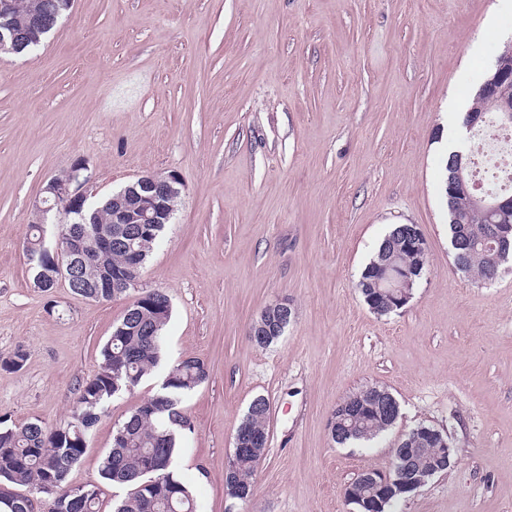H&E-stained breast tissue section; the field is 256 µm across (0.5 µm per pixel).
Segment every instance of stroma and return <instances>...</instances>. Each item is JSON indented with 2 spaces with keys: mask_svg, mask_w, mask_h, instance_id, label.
Wrapping results in <instances>:
<instances>
[{
  "mask_svg": "<svg viewBox=\"0 0 512 512\" xmlns=\"http://www.w3.org/2000/svg\"><path fill=\"white\" fill-rule=\"evenodd\" d=\"M511 39L499 0H74L40 47L0 57V356L25 354L0 366V416L67 421L128 303L34 287L23 240L47 182L85 161L97 199L174 171L184 189L142 274L172 303L162 360L108 402L69 484H98L113 512L125 490L99 470L117 426L194 357L208 378L180 404L176 472L197 512H351L346 488L390 472L421 423L455 464L389 512H512V271L482 284L455 267L442 148ZM399 223L420 226L428 264L381 316L355 284ZM278 300L291 322L253 347ZM371 386L395 424L335 444L336 406ZM258 396L268 447L240 505L225 475Z\"/></svg>",
  "mask_w": 512,
  "mask_h": 512,
  "instance_id": "35a3bbf8",
  "label": "stroma"
}]
</instances>
